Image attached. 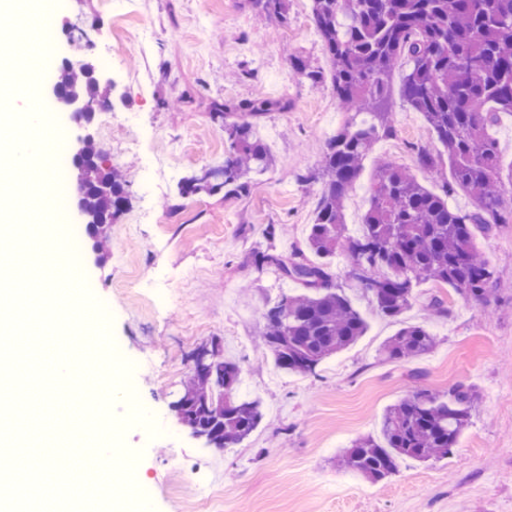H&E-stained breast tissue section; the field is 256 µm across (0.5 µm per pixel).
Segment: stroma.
<instances>
[{"label": "stroma", "instance_id": "obj_1", "mask_svg": "<svg viewBox=\"0 0 512 512\" xmlns=\"http://www.w3.org/2000/svg\"><path fill=\"white\" fill-rule=\"evenodd\" d=\"M287 4L283 24L251 0L57 2L58 37L39 89L44 120L66 142L81 134L50 91L62 62L77 68L93 60L114 102L94 116L95 141L128 192L104 235L110 249L86 235L80 253L88 291L106 308L95 321L127 366L109 416L122 429L116 455L147 488L150 512H512V223L476 236L500 284L484 304L424 282L413 307L391 319L344 272L337 284L368 324L354 344L300 376L279 369L259 343L266 303L295 286L258 269L254 256L305 242L326 142L348 118L330 84L311 86L293 71L295 54L322 71L329 60L311 0ZM400 84L393 77L396 134L376 144L375 156L439 188L448 159L403 101ZM253 98L289 104L255 128L269 169L243 196L179 195L185 177L223 165L230 151L214 105ZM424 145L439 156L434 169L417 163ZM272 225L284 234L269 237ZM435 296L445 315L429 316ZM408 323L424 324L436 344L422 357L392 361L384 345ZM215 339L238 365L242 392L260 399L264 413L247 439L225 449L192 437L173 410L197 352ZM459 382L473 403L448 457L404 459L377 482L338 466L342 449L379 435L400 398L418 388L442 394ZM201 485L209 498L193 497Z\"/></svg>", "mask_w": 512, "mask_h": 512}]
</instances>
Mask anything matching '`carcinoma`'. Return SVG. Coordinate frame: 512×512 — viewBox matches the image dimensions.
I'll return each mask as SVG.
<instances>
[{"label": "carcinoma", "instance_id": "cac0c4a2", "mask_svg": "<svg viewBox=\"0 0 512 512\" xmlns=\"http://www.w3.org/2000/svg\"><path fill=\"white\" fill-rule=\"evenodd\" d=\"M312 17L329 56L330 83L339 102L354 110L328 140L321 162L322 189L306 248L291 253L258 251V268L272 267L298 287L282 293L264 313V345L283 370L313 374L365 333L360 312L337 288L333 259L359 268L357 280L377 310L397 318L416 301L425 281L454 288L468 303H484L496 277L474 245L475 231L490 233L512 216V181H504L498 146L488 129L501 112L512 114V0H311ZM285 23L284 0H253ZM402 60L409 68L402 94L422 114L437 142L448 152L451 181L433 191L391 162L376 166L370 207L357 237L343 233L344 201L373 145L396 133L389 112L392 74ZM295 73L310 85L325 74L302 58L290 57ZM55 87L106 102V91L90 69L73 76L59 69ZM288 110L284 99H254L218 105L232 152L224 158L213 190L247 194L250 175L266 171L270 155L254 135L264 114ZM86 229L98 237L127 201L125 184L106 165L94 139L86 142L78 166ZM461 189L475 199L460 211L448 195ZM435 338L423 325L401 327L385 345L388 357L406 360L427 354ZM205 366H194L182 396L173 405L178 421L230 448L258 427L259 403L237 392L240 371L224 358L218 341ZM470 389L457 384L444 395L425 388L391 406L380 435L343 451L347 470L373 481L394 474L400 459L448 456L465 429Z\"/></svg>", "mask_w": 512, "mask_h": 512}]
</instances>
